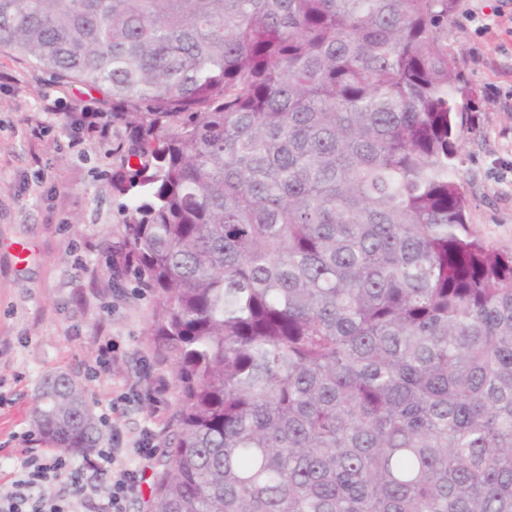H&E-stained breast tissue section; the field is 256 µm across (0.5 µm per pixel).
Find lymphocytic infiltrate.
<instances>
[{
  "label": "lymphocytic infiltrate",
  "mask_w": 512,
  "mask_h": 512,
  "mask_svg": "<svg viewBox=\"0 0 512 512\" xmlns=\"http://www.w3.org/2000/svg\"><path fill=\"white\" fill-rule=\"evenodd\" d=\"M19 470L9 481L0 484V512H126V503L137 488L138 471L117 467L121 454L117 448L100 449L87 459L84 472L71 474L70 484L60 496H33L34 487L59 478L68 468L61 455L48 449H21ZM112 474L110 490L100 495L93 479Z\"/></svg>",
  "instance_id": "lymphocytic-infiltrate-1"
}]
</instances>
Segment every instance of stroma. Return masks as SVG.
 <instances>
[{
    "instance_id": "35a3bbf8",
    "label": "stroma",
    "mask_w": 512,
    "mask_h": 512,
    "mask_svg": "<svg viewBox=\"0 0 512 512\" xmlns=\"http://www.w3.org/2000/svg\"><path fill=\"white\" fill-rule=\"evenodd\" d=\"M512 0H460L448 47L474 90L459 133L471 229L491 248L512 251V34L497 10ZM491 30L479 34V24ZM56 101L43 108L44 95ZM97 95L61 85L0 50V478L17 451L42 448L33 404L45 376L67 375L99 420V447L129 448L150 435L164 448L177 402L171 373L149 344L151 299L113 278L106 256L123 224L104 174L107 144L84 137L62 115L98 108ZM41 126L40 135L30 129ZM26 249L17 262L14 244ZM111 347L108 370L98 368ZM166 379L164 393L152 390Z\"/></svg>"
}]
</instances>
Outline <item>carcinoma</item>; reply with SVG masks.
<instances>
[{
    "instance_id": "obj_1",
    "label": "carcinoma",
    "mask_w": 512,
    "mask_h": 512,
    "mask_svg": "<svg viewBox=\"0 0 512 512\" xmlns=\"http://www.w3.org/2000/svg\"><path fill=\"white\" fill-rule=\"evenodd\" d=\"M458 0H0L125 129L109 269L178 390L148 512H512V253L467 224ZM96 446L83 390L33 408Z\"/></svg>"
}]
</instances>
